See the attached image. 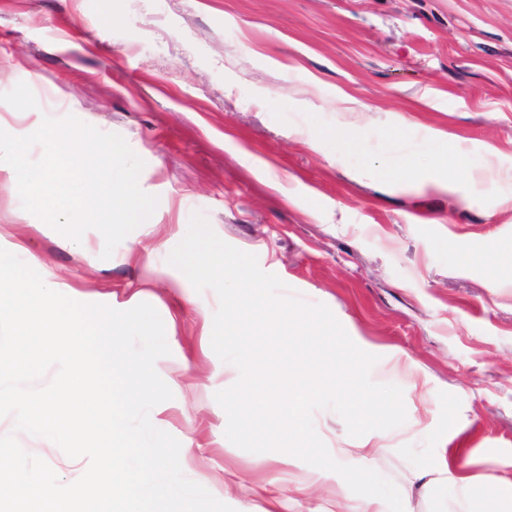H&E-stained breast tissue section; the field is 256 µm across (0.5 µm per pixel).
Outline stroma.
<instances>
[{"mask_svg": "<svg viewBox=\"0 0 512 512\" xmlns=\"http://www.w3.org/2000/svg\"><path fill=\"white\" fill-rule=\"evenodd\" d=\"M28 110L36 126L72 115L118 134L144 162L152 235L133 230L107 260L94 241L78 252L1 186L0 247L23 243L77 302L157 310L170 353L155 369L173 397L150 420L191 444L187 479L234 512L358 500L335 472L227 439L215 394L239 372L206 335L216 293L170 292L130 252L198 212L326 305L377 355L374 383L402 389L406 423L369 437L409 512H454L436 467L462 439L472 512H512L483 491L512 481V269L460 264L512 244V0H0V122ZM440 155L498 175L471 189L433 167ZM313 418L337 462L361 465L339 414ZM412 470L424 477L410 485ZM268 484L282 506L251 495Z\"/></svg>", "mask_w": 512, "mask_h": 512, "instance_id": "stroma-1", "label": "stroma"}]
</instances>
